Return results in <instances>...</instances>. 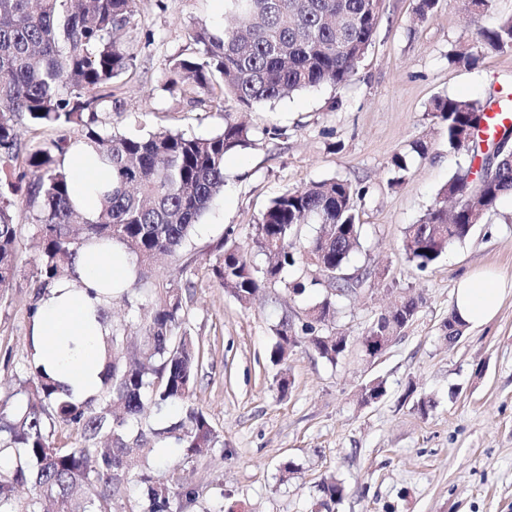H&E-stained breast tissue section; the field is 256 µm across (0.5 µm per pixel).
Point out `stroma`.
Here are the masks:
<instances>
[{"mask_svg": "<svg viewBox=\"0 0 512 512\" xmlns=\"http://www.w3.org/2000/svg\"><path fill=\"white\" fill-rule=\"evenodd\" d=\"M414 8L415 0H380L376 37L346 85L234 110L252 145L226 156L224 192L197 223L185 258L158 260L149 273L150 282L183 288V329L204 354L192 402L221 444L193 458L168 443L139 449L111 512H139L137 480L145 471L178 476L194 490V502L174 498L172 512H512V295L492 321L464 329L456 343L442 335L462 276L489 269L512 280V199L426 270L408 261L402 245L405 228L469 166L466 152L449 149L433 101L495 95L512 83V51L487 53L472 68L449 64L450 51L478 41L479 23L461 0H438L423 22ZM225 22L220 0H136L134 66L115 83L121 106L99 112V129L221 132L223 113L190 104L163 83L172 58L198 53L193 25ZM273 128L281 135L272 140L265 132ZM397 154L408 166L399 182L391 166ZM332 178L363 194L360 246L346 269L362 285L338 299L333 320L350 347L332 364L302 343L279 367L270 361L277 325L305 323L320 292L297 296L272 283L243 305L213 279L211 266L230 228L251 265L264 267L253 238L271 201ZM17 222V273L0 295V404L10 408L29 388L28 308L40 259L32 210L19 207ZM404 296L423 300L415 320L381 356L365 359L367 327ZM148 307L144 291L114 297L106 323L141 335ZM375 378L384 380L385 396L360 405L361 386ZM420 396L434 402L428 414L413 407ZM286 459L297 468L287 479L279 470ZM331 475L346 494L327 507L320 486Z\"/></svg>", "mask_w": 512, "mask_h": 512, "instance_id": "35a3bbf8", "label": "stroma"}]
</instances>
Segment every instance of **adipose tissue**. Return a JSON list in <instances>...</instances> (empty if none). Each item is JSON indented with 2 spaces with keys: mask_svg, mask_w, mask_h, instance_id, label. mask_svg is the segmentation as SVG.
Segmentation results:
<instances>
[{
  "mask_svg": "<svg viewBox=\"0 0 512 512\" xmlns=\"http://www.w3.org/2000/svg\"><path fill=\"white\" fill-rule=\"evenodd\" d=\"M70 196L83 212L99 207V196L111 190L109 167L83 146L68 152ZM72 279L58 283L41 298L31 330L32 357L36 365L63 388L65 398L84 402L103 387L104 338L107 325L97 314L111 298V285L122 283L130 273L125 256L116 246L93 252L80 251ZM512 282L490 271H476L459 280L454 306L471 327L490 321Z\"/></svg>",
  "mask_w": 512,
  "mask_h": 512,
  "instance_id": "ef3b65f1",
  "label": "adipose tissue"
}]
</instances>
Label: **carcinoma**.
<instances>
[{"label":"carcinoma","instance_id":"cac0c4a2","mask_svg":"<svg viewBox=\"0 0 512 512\" xmlns=\"http://www.w3.org/2000/svg\"><path fill=\"white\" fill-rule=\"evenodd\" d=\"M235 18L231 27L196 25L192 39L198 55L171 60L167 83L191 103L206 95L225 113L222 132L190 137L170 130L146 136L104 133L97 112L116 103L113 84L133 66L127 37L133 27L135 0H0V292L16 275L17 197L35 211L40 262L34 280L39 297L72 278L79 251L110 242L136 257L137 274L160 255L181 256L213 199L224 189L225 157L250 144L249 130L225 111L231 100L241 108L271 102L322 84L342 86L353 76L376 31V0H224ZM495 0H463L472 18L485 19L480 40L468 51L448 54V62L472 67L486 51L512 50V16L499 17ZM433 116L446 124L448 147L472 143L471 158L481 154L476 140L485 119V103L458 97L434 101ZM26 115L37 127L62 130L58 139L26 149L18 139L15 118ZM82 141L112 167V191L98 210L86 214L71 202L69 174L62 157ZM512 196V159L498 160L494 178L475 184L456 173L440 189L438 200L417 224L404 232L403 249L420 269L434 264L448 244L473 232L469 205L493 211ZM359 194L342 179L314 182L275 198L256 225L254 243L266 256L255 270L229 229L223 253L212 265L214 279L242 304L269 283L280 282L295 295L321 285L312 278L288 280L284 272L299 263L295 249L299 226L319 224L320 232L305 253L321 276L346 269L360 245L356 221ZM346 281L330 279L312 319L296 330L283 319L276 328L270 359L278 364L306 335L321 358L335 364L349 348L336 334H320L316 325L331 321L336 298L348 292ZM145 318L144 342L129 351L126 328L106 338L105 391L84 403L60 394L58 384L29 365L31 392L25 402L0 414V447L15 450L11 474H0V512H16L17 485L32 483L37 494L26 512H41L40 491L54 495L58 512H108L111 493L120 491L118 472L128 468L132 448L149 440H173L186 454L215 447L219 436L204 411L190 403L201 352L192 336L178 333L185 319L182 287L170 283L152 289ZM422 299L408 297L391 319L369 325L368 335L398 336L414 320ZM180 403L181 420L133 434L130 423L149 406ZM62 426L72 427L82 442H56ZM142 512H171L174 477L158 482L143 474ZM321 491L340 502L345 486L334 477Z\"/></svg>","mask_w":512,"mask_h":512}]
</instances>
